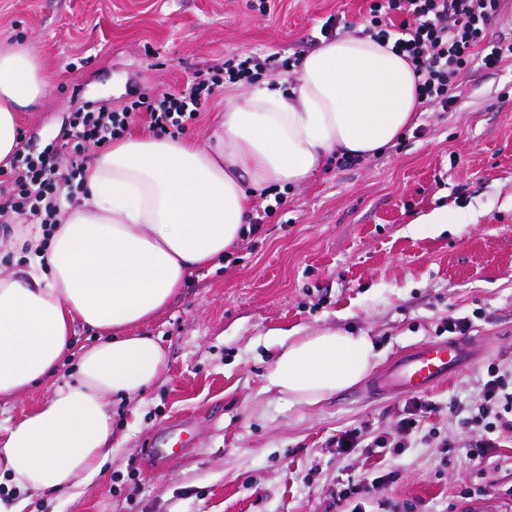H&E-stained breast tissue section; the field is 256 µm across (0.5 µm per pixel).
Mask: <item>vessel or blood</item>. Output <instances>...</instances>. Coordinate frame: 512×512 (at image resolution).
I'll use <instances>...</instances> for the list:
<instances>
[{"label": "vessel or blood", "mask_w": 512, "mask_h": 512, "mask_svg": "<svg viewBox=\"0 0 512 512\" xmlns=\"http://www.w3.org/2000/svg\"><path fill=\"white\" fill-rule=\"evenodd\" d=\"M476 352L469 337L430 342L401 354L369 385L381 393H414L466 369Z\"/></svg>", "instance_id": "obj_1"}]
</instances>
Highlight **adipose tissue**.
<instances>
[{
  "label": "adipose tissue",
  "instance_id": "obj_1",
  "mask_svg": "<svg viewBox=\"0 0 512 512\" xmlns=\"http://www.w3.org/2000/svg\"><path fill=\"white\" fill-rule=\"evenodd\" d=\"M412 68L390 46L352 34L323 42L300 63L288 90L265 87L228 100L217 144L135 133L84 170L86 196L50 238L17 237L27 266L0 273V399L46 380L72 347L80 322L98 331L69 381L20 419L0 426V484L19 493L0 512H23L24 493L65 495L112 459L111 400L147 392L166 364L134 327L160 313L188 272L216 268L249 229L253 196L299 186L336 153L368 158L413 122ZM35 56L0 48V162L20 143L21 111L46 95ZM277 355L264 391L315 406L371 368L370 336L324 328L273 329Z\"/></svg>",
  "mask_w": 512,
  "mask_h": 512
}]
</instances>
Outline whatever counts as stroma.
<instances>
[{
  "mask_svg": "<svg viewBox=\"0 0 512 512\" xmlns=\"http://www.w3.org/2000/svg\"><path fill=\"white\" fill-rule=\"evenodd\" d=\"M0 0V47L28 48L49 91L20 113L21 142L45 146L72 113L122 107L183 88L232 55L304 56L323 23H359L365 0ZM456 106L417 112L390 147L356 164L327 158L220 267L189 272L178 296L139 333L159 339L167 368L144 395L114 402L112 459L71 496L32 497L26 512H512V446L469 458L441 447L462 435L450 400L474 402L487 367L512 362V59L458 80ZM224 85L189 125L212 143L229 97ZM457 217L434 233L421 214ZM466 317L479 359L420 392L435 410L401 436L410 397L374 399L365 383L317 406L263 392L274 328L366 333L374 371L402 351L445 339ZM358 428L385 448L336 451ZM404 447H397V440ZM166 448L164 467L148 460ZM360 492L347 502L339 490Z\"/></svg>",
  "mask_w": 512,
  "mask_h": 512,
  "instance_id": "35a3bbf8",
  "label": "stroma"
}]
</instances>
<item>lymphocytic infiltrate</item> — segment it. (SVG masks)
<instances>
[{
	"instance_id": "obj_1",
	"label": "lymphocytic infiltrate",
	"mask_w": 512,
	"mask_h": 512,
	"mask_svg": "<svg viewBox=\"0 0 512 512\" xmlns=\"http://www.w3.org/2000/svg\"><path fill=\"white\" fill-rule=\"evenodd\" d=\"M499 0H369L362 36L392 41L417 78L423 106L452 107L462 71L498 70L512 59V40H491L487 31ZM271 58L247 56L225 60L222 69L197 74L186 89L141 97L119 110L103 107L74 113L60 141L36 154L19 153L0 168V231L16 224L40 225L50 234L65 205L77 200L78 179L92 149L122 138L135 123L176 136L195 121L203 104L225 84H251L266 75ZM477 403L450 401L452 415L477 428L474 436L449 440V447L484 456L512 436V370L489 367Z\"/></svg>"
}]
</instances>
